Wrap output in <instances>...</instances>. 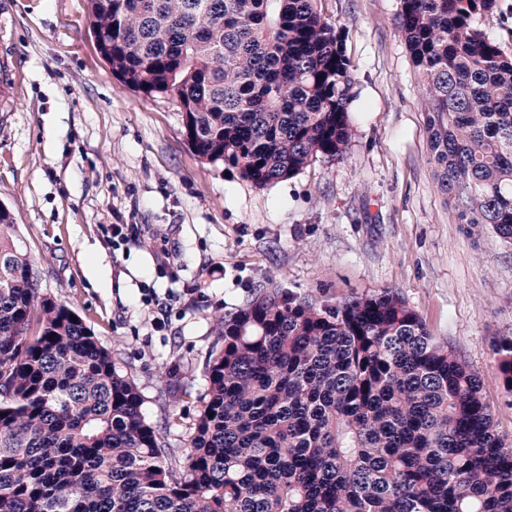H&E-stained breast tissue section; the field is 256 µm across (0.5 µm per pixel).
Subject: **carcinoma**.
<instances>
[{
  "instance_id": "carcinoma-1",
  "label": "carcinoma",
  "mask_w": 512,
  "mask_h": 512,
  "mask_svg": "<svg viewBox=\"0 0 512 512\" xmlns=\"http://www.w3.org/2000/svg\"><path fill=\"white\" fill-rule=\"evenodd\" d=\"M431 161L464 224L512 244V59L495 0H399ZM125 87L171 98L195 154L259 187L342 160L353 69L316 0H88ZM42 292L0 207V512H512L479 375L395 291L334 305L267 282L217 318L190 453ZM498 369L512 391V341ZM478 22L502 52L512 57V0H497L493 12Z\"/></svg>"
}]
</instances>
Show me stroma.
<instances>
[{"label": "stroma", "mask_w": 512, "mask_h": 512, "mask_svg": "<svg viewBox=\"0 0 512 512\" xmlns=\"http://www.w3.org/2000/svg\"><path fill=\"white\" fill-rule=\"evenodd\" d=\"M353 69L352 141L258 187L202 161L170 99L112 74L87 0H0V204L44 293L136 384L147 423L189 452L218 316L265 280L333 304L392 289L479 373L512 447V245L460 223L429 157L423 79L399 0H317ZM115 224L137 237L112 241ZM496 354L504 387L507 391H512V341L499 343Z\"/></svg>", "instance_id": "stroma-1"}]
</instances>
